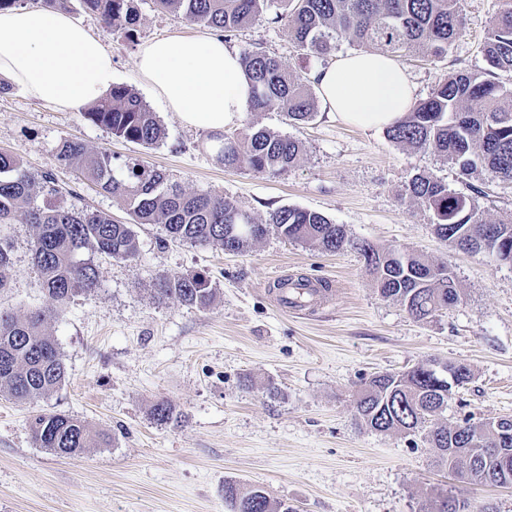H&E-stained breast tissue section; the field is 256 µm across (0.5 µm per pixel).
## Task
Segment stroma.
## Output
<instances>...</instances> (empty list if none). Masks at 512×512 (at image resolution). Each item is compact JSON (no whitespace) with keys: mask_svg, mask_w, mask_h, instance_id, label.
Returning a JSON list of instances; mask_svg holds the SVG:
<instances>
[{"mask_svg":"<svg viewBox=\"0 0 512 512\" xmlns=\"http://www.w3.org/2000/svg\"><path fill=\"white\" fill-rule=\"evenodd\" d=\"M503 0H465L466 27L445 58L407 54L398 61L425 99L447 74L482 71V46ZM136 39L104 27L70 0L68 15L100 36L112 54L114 79L147 102L165 136L145 147L112 135L84 109L59 110L19 88L0 93V151L34 177L51 175L57 189L37 188L35 205L107 212L130 222L122 198L99 191L58 157L62 139L119 160L137 158L164 170L189 193L235 200L256 221L297 206L344 226L349 237L382 249L408 250L454 269L457 304L416 321L382 298L352 250L326 253L269 234L243 253L219 244L171 241L162 225L135 226L131 259L94 255L98 288L72 297L46 328L66 368L62 387L34 403L0 394V512H230L224 484L262 488L295 512H421L439 495L471 503L473 512H512L511 486H481L437 463L423 436L408 438L359 426L354 401L363 379L403 372L426 360L467 365L472 377L454 390L449 422L512 416V265L452 250L438 239L431 214L406 193L426 171L449 190L469 187L451 164L364 130L318 105L308 123L290 125L278 106L245 112L233 132L255 126L298 139L297 165L278 176L225 167L208 131L183 124L141 82V43L201 26L156 0H133ZM226 45L262 50L288 73L308 80L324 60L305 57L288 36L287 18L264 13ZM33 230L24 212L0 226L10 247L0 311L25 317L49 299L32 262ZM162 272L200 273L214 299L203 310L169 299L154 302ZM295 274L328 279L327 301L296 316L274 300L279 280ZM274 383L276 396L263 388ZM167 401L176 419L160 423L152 405ZM63 413L110 443L62 458L33 441L31 415Z\"/></svg>","mask_w":512,"mask_h":512,"instance_id":"1","label":"stroma"}]
</instances>
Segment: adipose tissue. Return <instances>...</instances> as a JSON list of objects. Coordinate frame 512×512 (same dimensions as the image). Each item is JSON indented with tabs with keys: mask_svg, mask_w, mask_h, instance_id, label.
<instances>
[{
	"mask_svg": "<svg viewBox=\"0 0 512 512\" xmlns=\"http://www.w3.org/2000/svg\"><path fill=\"white\" fill-rule=\"evenodd\" d=\"M142 83L190 127L223 132L248 110L250 82L223 36L171 35L144 43L137 55ZM60 109L104 98L112 55L102 39L68 14L39 7L0 10V80ZM329 112L365 130L391 125L412 107L416 87L391 56L356 51L311 76Z\"/></svg>",
	"mask_w": 512,
	"mask_h": 512,
	"instance_id": "ef3b65f1",
	"label": "adipose tissue"
}]
</instances>
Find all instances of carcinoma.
I'll return each instance as SVG.
<instances>
[{
  "label": "carcinoma",
  "instance_id": "carcinoma-1",
  "mask_svg": "<svg viewBox=\"0 0 512 512\" xmlns=\"http://www.w3.org/2000/svg\"><path fill=\"white\" fill-rule=\"evenodd\" d=\"M103 25L134 37L136 14L131 0H80ZM464 0H158L185 18L211 31L230 36L262 13L291 4L290 37L309 57L323 58L346 40L362 50L388 56L427 53L444 57L464 27ZM489 29L483 54L487 68L479 74L456 71L416 103L401 120L386 128L387 137L415 151H431L456 166L469 179L483 174L492 181L512 184V89L496 81L512 72V0ZM252 82L251 110L278 105L294 125L306 123L316 112L313 88L285 72L264 51L242 57ZM90 121L116 137L152 146L163 130L142 97L117 84L112 93L87 113ZM211 147L227 167L280 175L294 167L302 153L298 140L266 129L229 136L214 133ZM59 159L77 167L103 193L123 198L133 224H161L174 241L191 244L218 242L224 250L242 253L274 232L293 242L327 252L356 251L374 275L378 291L402 305L417 320L457 304L461 299L454 271L446 263L432 265L413 252L381 250L366 240L348 237L345 228L320 212L282 206L264 222L227 196L187 194L169 175L139 160L115 164L112 155L91 152L77 140L65 139ZM35 179L11 155L0 152V224L11 223L23 208L33 228L32 254L42 286L55 305H62L80 289L99 285V270L88 252L113 258H133L138 248L132 224L117 223L100 210L72 211L31 205ZM410 197L433 216L436 235L455 250L512 255V222L491 223L484 218L478 197L481 188L466 195L424 172L415 174ZM154 296L207 308L214 290L201 274L162 273ZM53 308L32 311L24 318L0 312V393L18 401H37L59 389L65 366L53 337L44 329ZM452 390L419 364L402 375H374L356 400L357 419L379 432L408 435L426 433L438 451V464L454 473L467 471L480 484H512V418L487 425L472 417L458 425L468 437L440 426ZM35 443L59 457H72L87 448L109 443L110 436L93 431L61 413H39L29 420ZM508 456V477L497 475L500 457ZM224 500L231 512H292L288 503L273 502L258 487L224 484Z\"/></svg>",
  "mask_w": 512,
  "mask_h": 512
}]
</instances>
